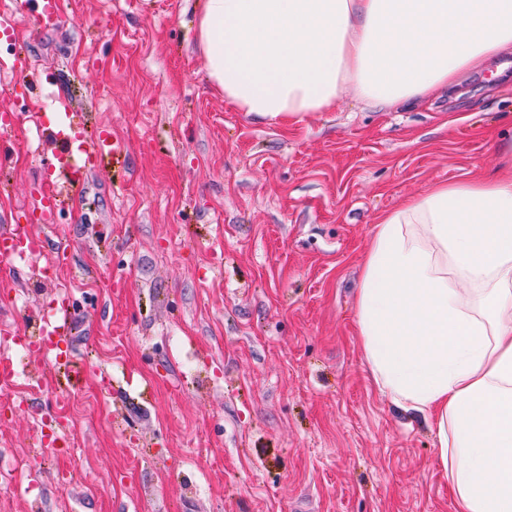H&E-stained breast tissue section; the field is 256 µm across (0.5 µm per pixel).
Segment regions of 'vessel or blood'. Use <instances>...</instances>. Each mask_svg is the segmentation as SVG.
I'll return each mask as SVG.
<instances>
[{
    "label": "vessel or blood",
    "instance_id": "1",
    "mask_svg": "<svg viewBox=\"0 0 512 512\" xmlns=\"http://www.w3.org/2000/svg\"><path fill=\"white\" fill-rule=\"evenodd\" d=\"M48 136L56 144L53 161L68 171L70 184L66 187L52 181L38 184L35 209L39 213L40 222L44 224L54 223L56 213L61 211L66 203L70 188L84 185L88 177V164L92 159L113 157L122 151L118 141L105 130L99 132L90 142L75 135L65 134L63 130L55 127L49 128ZM35 256H47L57 263L64 264L69 259V252L65 248L52 246L47 237L32 234L28 226L8 224L0 227L1 266L13 267ZM71 330V304L64 301L53 304L44 313L37 324L36 336H17L13 342L27 346L29 351L67 368L72 364L69 342Z\"/></svg>",
    "mask_w": 512,
    "mask_h": 512
}]
</instances>
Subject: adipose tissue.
I'll return each instance as SVG.
<instances>
[{
	"label": "adipose tissue",
	"mask_w": 512,
	"mask_h": 512,
	"mask_svg": "<svg viewBox=\"0 0 512 512\" xmlns=\"http://www.w3.org/2000/svg\"><path fill=\"white\" fill-rule=\"evenodd\" d=\"M197 30L236 111L388 112L512 51V0H198ZM356 315L379 391L433 418L459 512H512V170L385 212Z\"/></svg>",
	"instance_id": "ef3b65f1"
}]
</instances>
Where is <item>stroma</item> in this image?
I'll return each mask as SVG.
<instances>
[{"label":"stroma","instance_id":"obj_1","mask_svg":"<svg viewBox=\"0 0 512 512\" xmlns=\"http://www.w3.org/2000/svg\"><path fill=\"white\" fill-rule=\"evenodd\" d=\"M0 111L23 114L0 168V226L72 252L46 277L0 268V326L61 293L81 378L12 352L24 407L0 443L27 462L4 512H457L428 422L375 386L355 290L378 217L439 181L491 174L512 149V54L441 97L379 112L346 95L296 122L233 110L197 48L196 0H62L44 30L0 0ZM82 114L124 151L55 225L42 128ZM50 417L74 443L43 448ZM67 483H60V474Z\"/></svg>","mask_w":512,"mask_h":512}]
</instances>
